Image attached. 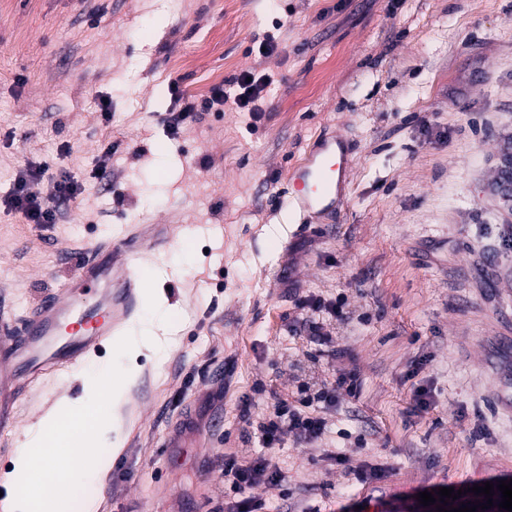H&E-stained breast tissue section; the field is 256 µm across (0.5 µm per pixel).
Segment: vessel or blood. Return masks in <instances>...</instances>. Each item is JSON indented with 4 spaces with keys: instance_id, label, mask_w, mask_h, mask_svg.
I'll list each match as a JSON object with an SVG mask.
<instances>
[{
    "instance_id": "obj_1",
    "label": "vessel or blood",
    "mask_w": 512,
    "mask_h": 512,
    "mask_svg": "<svg viewBox=\"0 0 512 512\" xmlns=\"http://www.w3.org/2000/svg\"><path fill=\"white\" fill-rule=\"evenodd\" d=\"M351 151L347 140L332 137L310 150L289 174L292 191L288 208L307 215L334 213L346 202L344 183ZM125 245L114 238L95 246L77 263L65 288L15 318L0 309V358L10 382L0 388V426L15 425L8 400L36 393L40 381L63 369H76L110 348L115 336L128 328L140 301L139 256L117 259Z\"/></svg>"
}]
</instances>
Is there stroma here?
Segmentation results:
<instances>
[{
	"label": "stroma",
	"mask_w": 512,
	"mask_h": 512,
	"mask_svg": "<svg viewBox=\"0 0 512 512\" xmlns=\"http://www.w3.org/2000/svg\"><path fill=\"white\" fill-rule=\"evenodd\" d=\"M245 71L272 79L260 121L228 106L168 136L172 87L199 100ZM329 134L352 147L348 203L298 221L289 172ZM507 153L512 0H0V306L32 307L97 242L166 227L142 273L171 316L143 301L135 319L159 321L164 353L137 358V403L102 434L91 512H224L225 453L249 462L274 404L351 368L359 398L315 407L325 435L277 445L266 512H426L420 492L511 479ZM30 162L85 185L56 223L4 204ZM113 358L16 402L0 487L54 394L88 401ZM375 464L384 477L357 483Z\"/></svg>",
	"instance_id": "stroma-1"
}]
</instances>
